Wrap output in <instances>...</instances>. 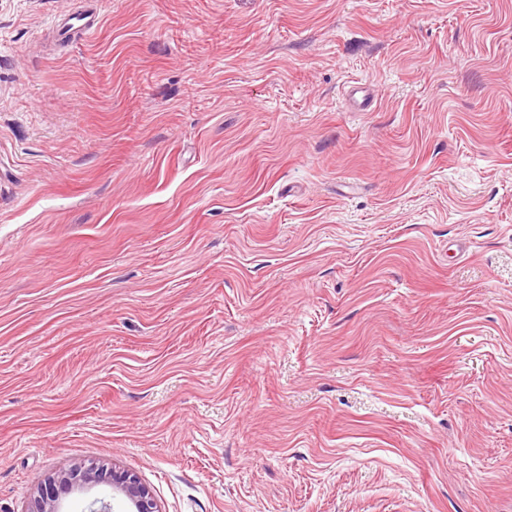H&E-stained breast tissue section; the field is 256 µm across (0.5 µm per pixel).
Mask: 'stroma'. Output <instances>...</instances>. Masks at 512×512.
<instances>
[{
    "mask_svg": "<svg viewBox=\"0 0 512 512\" xmlns=\"http://www.w3.org/2000/svg\"><path fill=\"white\" fill-rule=\"evenodd\" d=\"M89 463L512 512V0H0V512ZM56 35L61 41H68L78 33L87 34L95 29L97 21L92 15L75 12L55 21Z\"/></svg>",
    "mask_w": 512,
    "mask_h": 512,
    "instance_id": "1",
    "label": "stroma"
}]
</instances>
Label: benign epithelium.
I'll return each mask as SVG.
<instances>
[{"label":"benign epithelium","mask_w":512,"mask_h":512,"mask_svg":"<svg viewBox=\"0 0 512 512\" xmlns=\"http://www.w3.org/2000/svg\"><path fill=\"white\" fill-rule=\"evenodd\" d=\"M112 486L127 506L126 512H160L151 490L124 469L104 465L76 466L41 483L26 512H62L63 500L75 491L99 484Z\"/></svg>","instance_id":"1"}]
</instances>
